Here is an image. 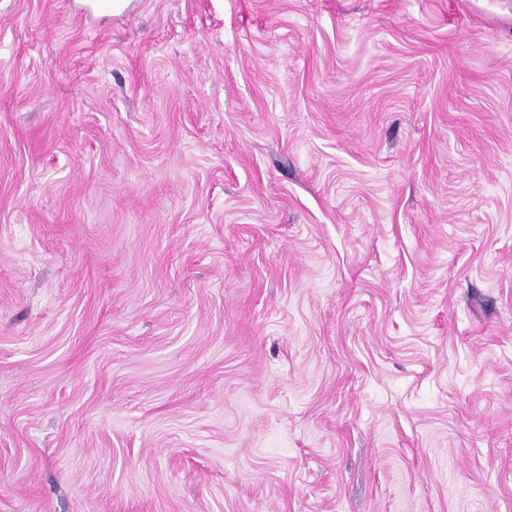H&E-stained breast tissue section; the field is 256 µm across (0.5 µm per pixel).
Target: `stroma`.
I'll return each instance as SVG.
<instances>
[{
    "label": "stroma",
    "mask_w": 512,
    "mask_h": 512,
    "mask_svg": "<svg viewBox=\"0 0 512 512\" xmlns=\"http://www.w3.org/2000/svg\"><path fill=\"white\" fill-rule=\"evenodd\" d=\"M0 512H512V0H0Z\"/></svg>",
    "instance_id": "1"
}]
</instances>
